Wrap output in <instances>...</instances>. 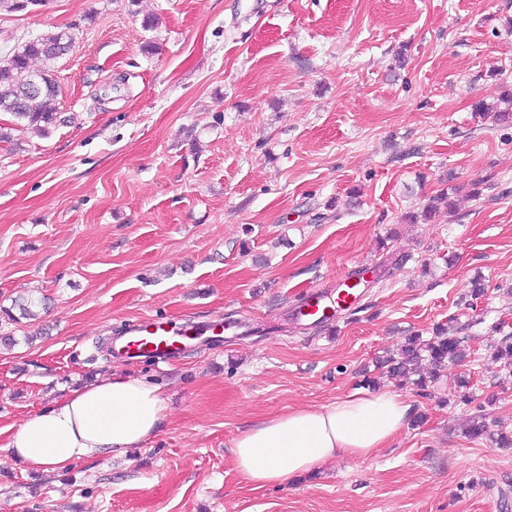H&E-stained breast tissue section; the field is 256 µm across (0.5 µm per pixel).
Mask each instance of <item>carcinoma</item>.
<instances>
[{"instance_id":"carcinoma-1","label":"carcinoma","mask_w":512,"mask_h":512,"mask_svg":"<svg viewBox=\"0 0 512 512\" xmlns=\"http://www.w3.org/2000/svg\"><path fill=\"white\" fill-rule=\"evenodd\" d=\"M45 0H0V12L16 13L26 11L44 3ZM73 39L65 30L51 31L35 36L14 50L10 57L0 60V112L10 115L8 124H0V142L13 139V132L36 128L49 131L58 119L57 100L59 86L50 63L66 55ZM33 302L14 301L10 308L0 311L5 322L19 323L21 319H31ZM19 314H14L13 309ZM428 358L437 371L448 365L461 362L466 353L460 339L449 327L436 328V335L428 340L418 336L405 338L401 353L379 361L393 375L406 378L415 372V366ZM465 433L474 439L487 437L502 447L512 446V436L490 430L486 417L477 414L469 421Z\"/></svg>"}]
</instances>
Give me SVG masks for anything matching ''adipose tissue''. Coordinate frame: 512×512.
<instances>
[{
  "instance_id": "ef3b65f1",
  "label": "adipose tissue",
  "mask_w": 512,
  "mask_h": 512,
  "mask_svg": "<svg viewBox=\"0 0 512 512\" xmlns=\"http://www.w3.org/2000/svg\"><path fill=\"white\" fill-rule=\"evenodd\" d=\"M167 409L160 385L104 379L28 414L7 448L25 469L64 471L144 445L161 429ZM410 414V404L391 389L293 410L242 432L233 443L236 467L254 487L280 485L342 456L368 457L407 425Z\"/></svg>"
}]
</instances>
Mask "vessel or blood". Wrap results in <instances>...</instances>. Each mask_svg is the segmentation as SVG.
I'll use <instances>...</instances> for the list:
<instances>
[{"label": "vessel or blood", "instance_id": "b4317fda", "mask_svg": "<svg viewBox=\"0 0 512 512\" xmlns=\"http://www.w3.org/2000/svg\"><path fill=\"white\" fill-rule=\"evenodd\" d=\"M358 284L352 276H344L337 290L310 291L290 310L292 323L305 327H321L332 323L336 315L350 311L359 301ZM216 323L186 321L180 328L156 318L147 323H132L112 338L110 352L118 358L148 357L156 362L169 361L180 348L183 336H201L216 330Z\"/></svg>", "mask_w": 512, "mask_h": 512}]
</instances>
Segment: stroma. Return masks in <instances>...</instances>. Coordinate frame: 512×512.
<instances>
[{"instance_id": "obj_1", "label": "stroma", "mask_w": 512, "mask_h": 512, "mask_svg": "<svg viewBox=\"0 0 512 512\" xmlns=\"http://www.w3.org/2000/svg\"><path fill=\"white\" fill-rule=\"evenodd\" d=\"M61 29L59 121L0 143V305L48 307L0 325V512L512 508V447L463 433L479 409L512 432V360L494 358L512 335V123L473 109L512 88V0H46L0 15V58ZM443 192L451 210L407 222ZM368 264L356 308L290 325L306 291ZM217 316L253 329L167 364L107 355L126 322ZM445 324L466 357L428 388L378 368ZM115 375L164 385L153 440L62 474L13 461L27 414ZM372 387L412 405L387 447L243 481L250 425Z\"/></svg>"}]
</instances>
